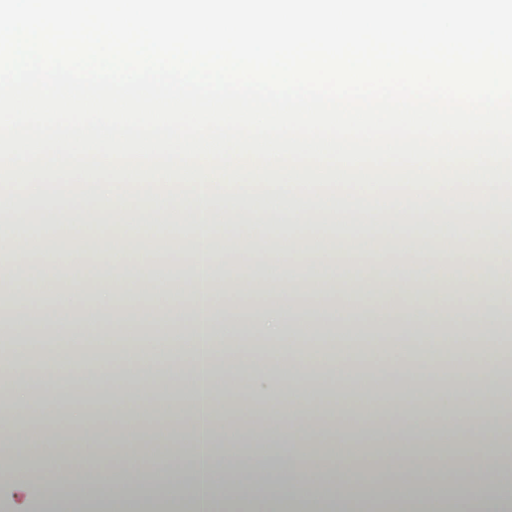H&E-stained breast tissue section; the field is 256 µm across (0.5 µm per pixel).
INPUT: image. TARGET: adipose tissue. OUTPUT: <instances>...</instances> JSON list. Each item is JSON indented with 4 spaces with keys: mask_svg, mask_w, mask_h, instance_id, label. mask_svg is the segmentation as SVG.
<instances>
[{
    "mask_svg": "<svg viewBox=\"0 0 512 512\" xmlns=\"http://www.w3.org/2000/svg\"><path fill=\"white\" fill-rule=\"evenodd\" d=\"M36 222L50 214L68 224L67 232L44 237L37 252L20 247L13 225L25 216L16 202L0 206V268L12 289L37 284L55 289L52 328L85 341L101 335L127 336L121 366L91 372L94 391L104 393L100 418L116 430H89L83 405L66 414L69 433L56 427L53 405L59 391L35 397L31 371L56 381L70 379L71 358L63 349H21L0 339V494L11 512H36L28 468L61 485L46 512L76 503L91 512H140L127 494L143 472L166 476L160 497L178 512H327L321 505L364 512L352 478L354 463L345 448L360 439L380 451L371 472L387 490L385 512H512V391L497 373L475 382L470 365L460 362L451 389H430L433 367L407 366L413 350L460 345L485 331L512 326V312L494 301L512 286V248L494 238L476 243L475 218L512 215V204L450 205L434 198L424 204L356 206L343 198L309 205L282 191L224 195L214 199L168 197L139 201L91 194L74 210L63 194H36ZM279 224H399L414 228L409 247L378 245L368 234L356 238L276 236L263 246L227 239L226 222ZM112 233H102L104 225ZM159 224L186 229L185 241L158 242ZM452 229L451 250L425 246L427 229ZM223 281H216V270ZM478 290L486 302L449 311L439 289L445 282ZM100 284L95 302L83 306L88 284ZM263 288L273 295L253 322L228 302L222 291L239 294ZM330 289L338 303L303 314L291 299L298 292ZM128 302L144 296H184L191 309L169 304L148 320L117 316L115 292ZM425 292V305L413 296ZM376 294L380 307L358 312L347 297ZM158 336L155 344L134 342L142 327ZM255 335L278 340L274 352L254 351ZM377 362L378 384L401 385L410 399L424 401L428 414L384 417L367 393L370 383L356 364L357 349ZM336 378L342 397L324 398L317 384L303 382L306 369ZM231 394L240 405L259 401L262 421L242 413L228 419L216 409ZM476 413L461 415L460 402ZM160 420L146 433L148 403ZM21 407L38 422L19 427L8 418ZM31 443L29 466H13L16 445ZM201 462L192 483L177 479L182 456ZM479 462V478L455 482L464 461Z\"/></svg>",
    "mask_w": 512,
    "mask_h": 512,
    "instance_id": "adipose-tissue-1",
    "label": "adipose tissue"
}]
</instances>
